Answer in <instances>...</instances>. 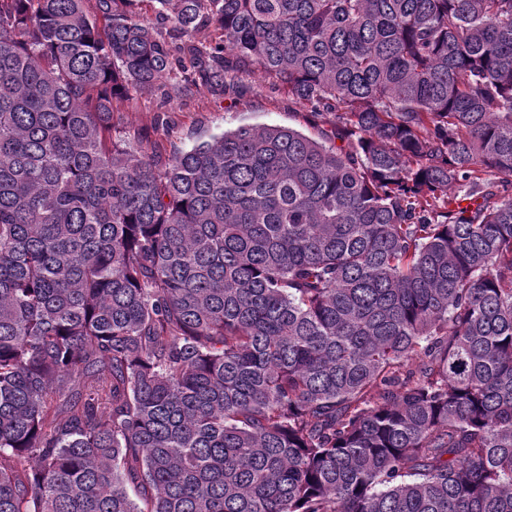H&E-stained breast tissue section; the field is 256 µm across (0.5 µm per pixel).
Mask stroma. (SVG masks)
<instances>
[{"instance_id": "obj_1", "label": "stroma", "mask_w": 512, "mask_h": 512, "mask_svg": "<svg viewBox=\"0 0 512 512\" xmlns=\"http://www.w3.org/2000/svg\"><path fill=\"white\" fill-rule=\"evenodd\" d=\"M240 83L243 97L238 101L225 97L200 74L194 85L179 92L165 83L139 97L132 107L115 111L114 123L120 130L138 127L153 132L157 150L166 154L242 125L307 131V108L276 89L270 80L246 72Z\"/></svg>"}]
</instances>
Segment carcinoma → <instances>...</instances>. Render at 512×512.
Instances as JSON below:
<instances>
[{"label":"carcinoma","mask_w":512,"mask_h":512,"mask_svg":"<svg viewBox=\"0 0 512 512\" xmlns=\"http://www.w3.org/2000/svg\"><path fill=\"white\" fill-rule=\"evenodd\" d=\"M134 2L0 0V512H512V0ZM195 80L189 89L178 93L168 82L161 84L154 92L139 97L132 107L115 111V126L120 131L138 127L151 132L157 150L163 154L190 148L211 135L233 131L241 125L291 127L315 135L320 131L307 125L306 107L291 100L258 72L240 75V101L224 97L202 73H197ZM157 125L159 131L153 135Z\"/></svg>","instance_id":"obj_1"}]
</instances>
